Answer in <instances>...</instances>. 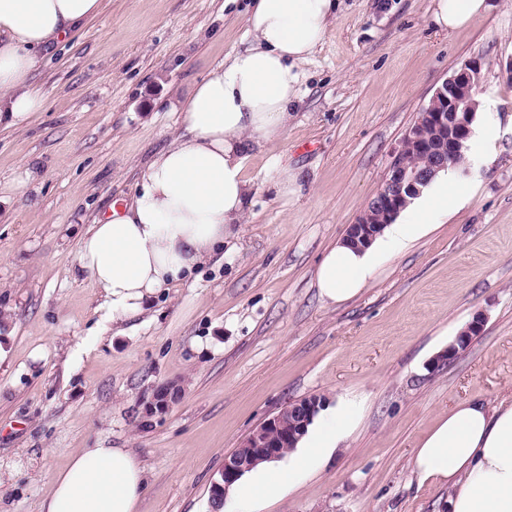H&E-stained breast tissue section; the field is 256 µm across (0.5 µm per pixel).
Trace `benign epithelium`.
Masks as SVG:
<instances>
[{"label":"benign epithelium","mask_w":512,"mask_h":512,"mask_svg":"<svg viewBox=\"0 0 512 512\" xmlns=\"http://www.w3.org/2000/svg\"><path fill=\"white\" fill-rule=\"evenodd\" d=\"M482 79V62L469 59L461 62L436 89L429 103L421 109L417 120L406 132L400 148L393 154L382 186L368 201L359 218L348 225L343 241L364 248L369 246L384 225L392 223L407 206L409 197L421 191L437 172L448 169L449 162L467 147L473 134L472 125L479 105L478 94ZM427 127L434 130L435 139L425 136ZM411 149L431 156L430 168L418 170L407 167V152ZM481 326V319L472 321L447 350L434 358L433 368H439L466 349L473 336L479 334ZM172 398L170 388H160L150 403V410H167ZM324 404L325 400L318 396L293 402L292 410L297 417L298 430L305 431ZM281 430L279 413L254 428L242 441L239 452L224 457L221 481L212 486V495L223 496L250 467L253 458H282V445L288 440V435L281 434Z\"/></svg>","instance_id":"benign-epithelium-1"}]
</instances>
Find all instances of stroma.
Listing matches in <instances>:
<instances>
[{"instance_id": "35a3bbf8", "label": "stroma", "mask_w": 512, "mask_h": 512, "mask_svg": "<svg viewBox=\"0 0 512 512\" xmlns=\"http://www.w3.org/2000/svg\"><path fill=\"white\" fill-rule=\"evenodd\" d=\"M433 0H337L301 66L280 143L251 153L238 236L143 312L113 319L76 263L93 214L131 201L137 172L178 133L195 84L249 47L250 0H104L43 59V108L0 128V512H41L83 448L130 449L138 512H201L224 458L310 395L364 408L340 450L253 512H448L410 459L455 404L512 397V0L443 33ZM468 58L492 104L469 142L461 204L381 256L355 297L326 302L315 272L382 185L394 150ZM297 176L281 196L272 159ZM466 351L431 360L474 318ZM175 386L161 414L146 409Z\"/></svg>"}]
</instances>
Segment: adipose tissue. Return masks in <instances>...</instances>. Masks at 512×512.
<instances>
[{"mask_svg": "<svg viewBox=\"0 0 512 512\" xmlns=\"http://www.w3.org/2000/svg\"><path fill=\"white\" fill-rule=\"evenodd\" d=\"M102 0H0V120L18 127L41 111L30 83L42 52L95 19ZM485 0H434L443 31L469 25ZM332 0H252L246 18L251 46L197 82L179 111L181 134L144 165L140 189L126 206L99 213L79 240L76 260L113 316L140 312L160 289L212 258L238 234L252 182L250 152L284 135L300 95V67L321 45ZM453 170L439 172L372 244L331 247L315 273L331 302L356 296L378 259L398 253L434 228L438 211L460 202ZM360 409L340 399L317 414L287 462L263 461L228 490L236 503L277 499L300 474L329 459L352 431ZM420 482L448 490V512H512V400L462 402L441 418L412 459ZM145 471L126 448H84L54 477L42 512H135Z\"/></svg>", "mask_w": 512, "mask_h": 512, "instance_id": "adipose-tissue-1", "label": "adipose tissue"}]
</instances>
